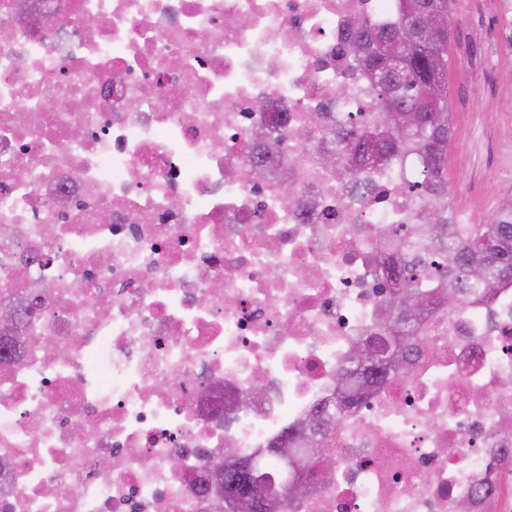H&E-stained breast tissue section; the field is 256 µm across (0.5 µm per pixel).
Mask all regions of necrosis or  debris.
Masks as SVG:
<instances>
[{
	"label": "necrosis or debris",
	"mask_w": 512,
	"mask_h": 512,
	"mask_svg": "<svg viewBox=\"0 0 512 512\" xmlns=\"http://www.w3.org/2000/svg\"><path fill=\"white\" fill-rule=\"evenodd\" d=\"M37 2L0 0V512H211L234 459L287 512H512L510 282L434 299L332 470L272 451L384 336L418 219L414 156L335 158L374 116L349 30L398 0Z\"/></svg>",
	"instance_id": "1"
}]
</instances>
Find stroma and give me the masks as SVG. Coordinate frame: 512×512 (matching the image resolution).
Returning <instances> with one entry per match:
<instances>
[{
	"label": "stroma",
	"instance_id": "stroma-1",
	"mask_svg": "<svg viewBox=\"0 0 512 512\" xmlns=\"http://www.w3.org/2000/svg\"><path fill=\"white\" fill-rule=\"evenodd\" d=\"M502 10L477 14L472 0L451 4V51L459 71L453 74L450 99L457 114V128L448 164V183L457 217L473 215L474 194L512 195V89L503 80L512 75V53L502 40L487 42L483 27H502Z\"/></svg>",
	"mask_w": 512,
	"mask_h": 512
}]
</instances>
